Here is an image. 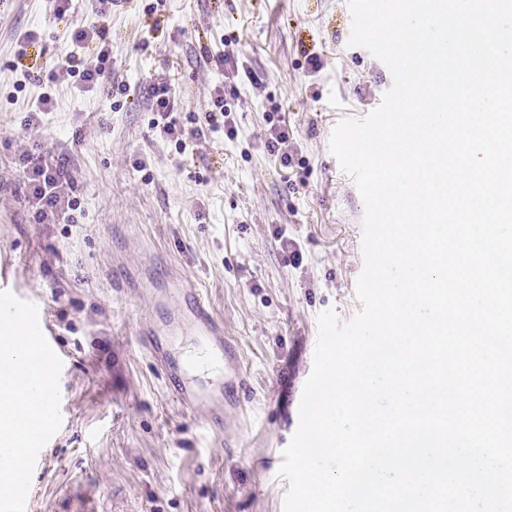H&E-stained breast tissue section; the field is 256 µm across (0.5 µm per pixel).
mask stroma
I'll return each instance as SVG.
<instances>
[{"label":"stroma","instance_id":"35a3bbf8","mask_svg":"<svg viewBox=\"0 0 512 512\" xmlns=\"http://www.w3.org/2000/svg\"><path fill=\"white\" fill-rule=\"evenodd\" d=\"M155 12H148V5ZM103 27L112 74L85 87L57 75L76 27ZM345 0H0V264L39 302L63 356L59 431L40 451L26 512H283L282 451L299 425L317 316L360 310L364 203L329 150L341 119L377 108L387 66L349 45ZM229 52L216 67L210 58ZM174 110L209 109L237 89L235 138L187 141L151 126L150 86ZM41 123L23 121L39 96ZM288 130L289 166L270 155ZM66 158L80 202L71 223H33L18 158ZM293 243L299 261L287 260ZM189 277L224 319L249 386L224 377V433L166 393L137 331L163 320L142 288L116 291L112 254Z\"/></svg>","mask_w":512,"mask_h":512}]
</instances>
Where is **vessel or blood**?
Returning a JSON list of instances; mask_svg holds the SVG:
<instances>
[{
  "label": "vessel or blood",
  "instance_id": "vessel-or-blood-1",
  "mask_svg": "<svg viewBox=\"0 0 512 512\" xmlns=\"http://www.w3.org/2000/svg\"><path fill=\"white\" fill-rule=\"evenodd\" d=\"M145 282L155 283L165 292L175 294L177 312L166 323H148L139 329L140 346L159 372L168 395L184 410L199 413L203 424L212 433L224 431V423L213 411V403L219 397L217 389H204L188 378L185 365L173 361L168 347L174 336L191 332L202 344L203 352L214 361H224L235 353L224 339V320L211 307L196 285L187 278H170L156 269H147Z\"/></svg>",
  "mask_w": 512,
  "mask_h": 512
}]
</instances>
